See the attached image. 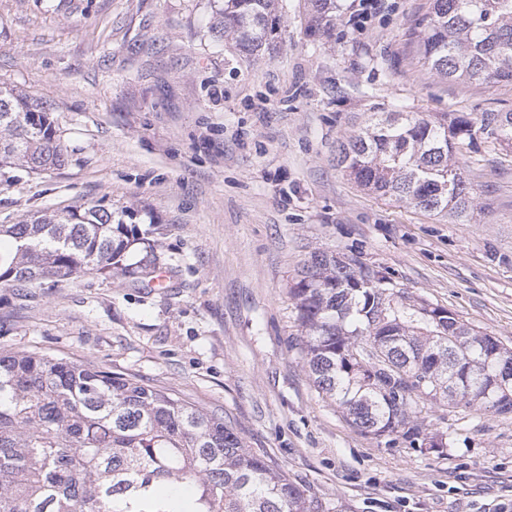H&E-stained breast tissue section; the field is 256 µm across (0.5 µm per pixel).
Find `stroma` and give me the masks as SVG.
Segmentation results:
<instances>
[{"label": "stroma", "instance_id": "stroma-1", "mask_svg": "<svg viewBox=\"0 0 512 512\" xmlns=\"http://www.w3.org/2000/svg\"><path fill=\"white\" fill-rule=\"evenodd\" d=\"M426 0H379L365 27L336 0H275L272 49L211 29L216 0H0V82L46 106L64 149L0 184V224L79 202L158 229L165 288L123 277L0 284V350H40L169 390L350 512H512V415L433 409L446 454L362 434L322 399L288 288L312 252L359 256L409 297L512 346V152L477 133L456 162L457 220L361 187L336 148L380 112L478 117L512 85L424 74L407 44Z\"/></svg>", "mask_w": 512, "mask_h": 512}]
</instances>
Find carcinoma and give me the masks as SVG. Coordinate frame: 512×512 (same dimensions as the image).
Instances as JSON below:
<instances>
[{
	"label": "carcinoma",
	"instance_id": "1",
	"mask_svg": "<svg viewBox=\"0 0 512 512\" xmlns=\"http://www.w3.org/2000/svg\"><path fill=\"white\" fill-rule=\"evenodd\" d=\"M316 28L333 0H314ZM272 0H224L212 29L253 55L271 44ZM415 60L452 84H512V0H427L410 29ZM512 149V112L452 120L382 112L340 143L336 165L373 192L432 213L467 216L475 197L452 158L478 130ZM64 162L45 107L0 83V177ZM112 207L71 205L0 224V282L86 275L146 277ZM304 331V367L355 428L444 453L426 406L512 414V347L405 291L358 256L316 251L290 288ZM377 345L390 365L358 368ZM322 498L246 448L224 418L182 397L40 351L0 353V512H331Z\"/></svg>",
	"mask_w": 512,
	"mask_h": 512
}]
</instances>
